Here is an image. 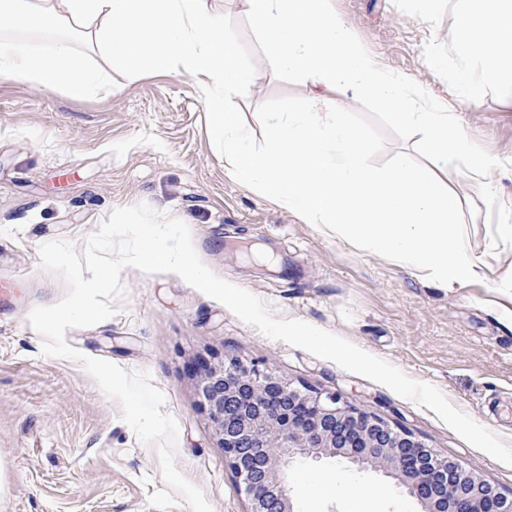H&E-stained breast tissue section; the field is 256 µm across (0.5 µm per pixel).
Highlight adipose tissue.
<instances>
[{"instance_id":"obj_1","label":"adipose tissue","mask_w":512,"mask_h":512,"mask_svg":"<svg viewBox=\"0 0 512 512\" xmlns=\"http://www.w3.org/2000/svg\"><path fill=\"white\" fill-rule=\"evenodd\" d=\"M454 48L466 67L447 77L457 101L476 104L495 81L512 77V0H461ZM269 47L265 69L244 66L209 0H0V76L83 99L112 90L109 68L176 70L204 93L209 137L235 181L307 224L447 286L478 277L481 266L457 231L460 198L448 172L482 177L487 158L470 146L450 114L415 107L410 80L383 67L352 36L329 0H242ZM82 41L87 53L75 51ZM99 65H92V58ZM301 79L311 110L269 112L265 149L243 131L233 96L258 86L265 70ZM355 96L377 101L391 118L425 136L428 164L400 154L389 170L368 166L363 132L346 118Z\"/></svg>"}]
</instances>
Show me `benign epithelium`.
Instances as JSON below:
<instances>
[{"label":"benign epithelium","mask_w":512,"mask_h":512,"mask_svg":"<svg viewBox=\"0 0 512 512\" xmlns=\"http://www.w3.org/2000/svg\"><path fill=\"white\" fill-rule=\"evenodd\" d=\"M192 377L213 435L249 501L247 512H294L285 476L296 461L341 456L381 468L423 512H512L506 495L408 431L236 356L198 358Z\"/></svg>","instance_id":"7a95c632"}]
</instances>
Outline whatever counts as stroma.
<instances>
[{
    "label": "stroma",
    "instance_id": "1",
    "mask_svg": "<svg viewBox=\"0 0 512 512\" xmlns=\"http://www.w3.org/2000/svg\"><path fill=\"white\" fill-rule=\"evenodd\" d=\"M353 36L395 73L411 76L417 105L441 102L473 149L492 159L487 177L452 170L461 197L458 231L482 263L480 277L442 288L378 248L356 246L305 224L257 189L230 179L208 137L199 84L176 72H111L113 92L75 100L62 90L0 77V512H156L164 489L153 447L140 443L77 362L44 356L29 314L60 300L64 280L40 264L53 240L83 245L120 206L143 203L185 222L202 262L297 318L437 386L450 402L512 445V82L482 102L458 104L426 67L428 54L465 67L453 47L459 0L419 18L416 0H330ZM224 30L243 64L264 71L236 106L255 148L267 145L265 112H291L307 90L265 67L268 49L241 0H221ZM348 119L367 135L366 161L389 169L397 153L425 161L423 136L366 97ZM115 316L67 330L83 354L148 372L179 426L176 466L213 512L249 502L196 395L191 365L227 354L293 382L337 394L405 429L439 455L512 492V466L462 440L429 408L309 352L269 339L178 275L128 267ZM295 512H419L393 478L344 459L294 464Z\"/></svg>",
    "mask_w": 512,
    "mask_h": 512
}]
</instances>
